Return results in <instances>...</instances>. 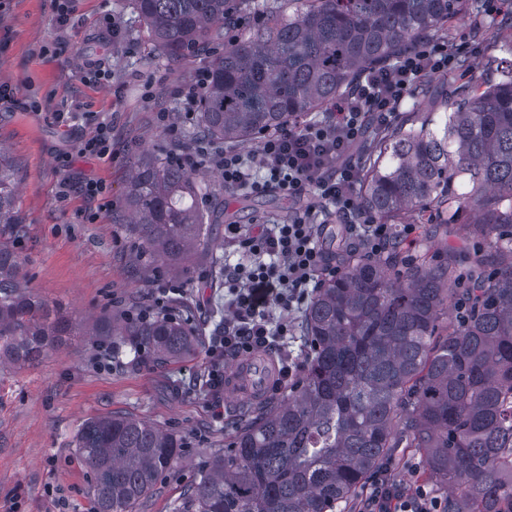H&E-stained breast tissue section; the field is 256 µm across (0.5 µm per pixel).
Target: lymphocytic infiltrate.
Returning a JSON list of instances; mask_svg holds the SVG:
<instances>
[{
    "mask_svg": "<svg viewBox=\"0 0 512 512\" xmlns=\"http://www.w3.org/2000/svg\"><path fill=\"white\" fill-rule=\"evenodd\" d=\"M457 63V52L447 44L420 40L395 63L365 71L323 119H306L265 135L248 156L224 149L220 166L225 190L273 192L293 201L305 197L309 203L285 224H256L246 232L229 225L241 260L224 267V330L210 351L214 365L278 347L291 332L287 312L301 309L324 277L341 273L335 254L317 242L329 223L317 219L322 206H329L345 240L362 246L368 256H381L394 242L410 240L414 225L396 231L363 213L356 192L361 166L352 149L370 127L389 126L425 77ZM273 308L285 313L275 324L269 321ZM440 507L425 487L405 494L383 471L372 478L358 512H439Z\"/></svg>",
    "mask_w": 512,
    "mask_h": 512,
    "instance_id": "f902f5d3",
    "label": "lymphocytic infiltrate"
}]
</instances>
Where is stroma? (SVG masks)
<instances>
[{"label":"stroma","instance_id":"obj_1","mask_svg":"<svg viewBox=\"0 0 512 512\" xmlns=\"http://www.w3.org/2000/svg\"><path fill=\"white\" fill-rule=\"evenodd\" d=\"M66 11L62 22L55 0H0V143L28 227L16 248L29 287L78 325L76 336L36 366L0 361V512H94L93 477L75 439L87 419L115 411L182 437L181 464L137 507L172 512L210 454L256 405L206 383L208 347L223 327L224 265L237 259L225 227L282 222L295 205L276 194L225 191L216 153L199 155L191 136L194 105L180 90L205 69L204 57L167 64L126 0H66ZM502 32L511 35L512 27L477 7L451 23L441 40L464 51L468 69L437 74L430 90H416L402 111L424 114L468 80L492 78L505 55ZM100 58L111 80L85 81L84 68ZM102 122L112 126L111 155H81V141ZM142 151L192 159L210 188L203 205L219 249H192L175 274L136 262L139 242L124 222L132 162ZM89 180L104 184L101 200L79 192ZM405 221L416 227L415 250L429 257L477 250L456 234L450 214L428 224L412 215ZM138 310L180 320L201 335L202 346L164 364L126 345L113 360L102 359L99 348L112 339L91 335V328Z\"/></svg>","mask_w":512,"mask_h":512}]
</instances>
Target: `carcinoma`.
I'll return each instance as SVG.
<instances>
[{
	"instance_id": "cac0c4a2",
	"label": "carcinoma",
	"mask_w": 512,
	"mask_h": 512,
	"mask_svg": "<svg viewBox=\"0 0 512 512\" xmlns=\"http://www.w3.org/2000/svg\"><path fill=\"white\" fill-rule=\"evenodd\" d=\"M169 64L208 59L194 135L257 142L323 112L361 74L448 30L472 0H265L262 19L212 54L214 34L252 0H129ZM203 187L170 155L134 160L125 195L142 253L168 266L213 249ZM11 163L0 148V357L33 365L75 325L26 283L14 242ZM361 208L378 220L475 210L458 225L495 250L466 320L441 317L458 293L454 253L433 264L398 248L347 255L304 314L309 343L301 385L252 416L183 493L174 512H344L371 472L403 449L424 459V479L448 491L446 512H512V59L497 79L456 91L449 109L372 145ZM162 363L201 339L169 317L111 323ZM76 448L94 476L95 512H136L173 470L184 442L122 412L85 422Z\"/></svg>"
}]
</instances>
